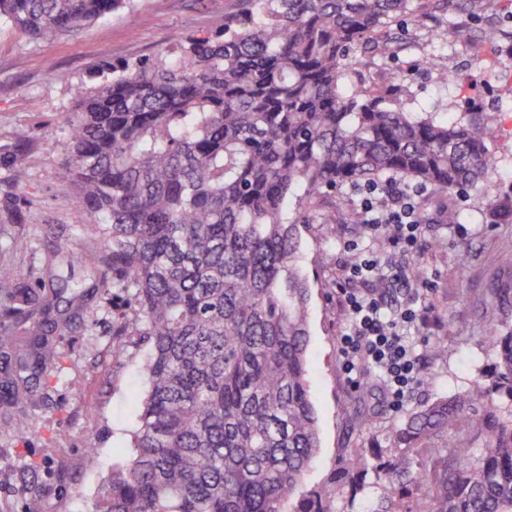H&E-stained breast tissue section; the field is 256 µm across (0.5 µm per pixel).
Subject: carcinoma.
I'll list each match as a JSON object with an SVG mask.
<instances>
[{"instance_id": "carcinoma-1", "label": "carcinoma", "mask_w": 512, "mask_h": 512, "mask_svg": "<svg viewBox=\"0 0 512 512\" xmlns=\"http://www.w3.org/2000/svg\"><path fill=\"white\" fill-rule=\"evenodd\" d=\"M127 0H0V19L45 41L80 31ZM489 0H239L224 27L176 38L170 60L107 66L77 91L67 174L97 245L72 257L95 287L125 296L112 335L150 345L130 451L112 463L93 512H338L336 493L302 490L320 438L309 389V278L301 226L325 207L365 223L345 189L387 182L433 191L457 224V195L478 188L489 216L512 222V193L487 182L497 112H414L410 82L355 79L358 50L394 54L391 26ZM482 54L467 24L439 33ZM52 295L0 265V401L25 430L28 390L10 373L52 362L65 302L87 298L48 273ZM489 382L439 397L393 428L368 469L421 485L413 512H512V332L489 333ZM427 467L412 470L410 457Z\"/></svg>"}]
</instances>
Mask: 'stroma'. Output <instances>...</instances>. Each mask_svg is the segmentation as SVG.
I'll return each mask as SVG.
<instances>
[{"mask_svg": "<svg viewBox=\"0 0 512 512\" xmlns=\"http://www.w3.org/2000/svg\"><path fill=\"white\" fill-rule=\"evenodd\" d=\"M237 0H132L72 36L52 43L34 40L0 21V264L15 268L32 287L46 280V266L83 286L93 280L71 271L73 253L92 239L78 192L64 166L66 120L77 107V90L92 84L101 66L169 56L176 36L218 30ZM497 24H476L486 42L475 58L466 45L440 40L437 29L471 23L464 12L423 23H399L400 49L392 58L362 67L363 81L379 83L390 74L410 71L416 106L439 112L496 110L501 120L489 147L500 159L489 178L496 191L512 192V0H492ZM454 81L441 86L436 68ZM28 127L30 141L16 145L14 131ZM461 224L423 220L416 247L396 256L402 266L421 264L429 289L420 284L387 293L391 308L417 302L427 316L412 329L419 340L421 367L428 372L403 408L391 410L379 375L366 370L358 388L345 381L338 338L347 323L337 288L357 252L347 242L382 253V234L368 226L337 224L332 238L321 227H303L302 254L310 278L309 380L320 434L316 461L306 473V488L336 489L344 512H366L389 497L391 488L368 474L366 489L350 496L336 486L348 459L387 448L393 426L422 405L463 391L494 372L498 351L487 334L512 331V300L492 299L489 290L501 276L491 256L512 250V223L496 224L483 212L482 195L472 191L460 203ZM26 239V250L12 247ZM441 239L442 249L429 247ZM125 307L123 298L94 294L82 310L60 322L52 334L56 360L35 376L34 399L25 410L27 427L15 435L0 429V512H23L31 496L42 512H92L98 484L127 448L134 427V399L144 378L139 363L147 348L124 347L112 333V318ZM444 343L436 360L432 346Z\"/></svg>", "mask_w": 512, "mask_h": 512, "instance_id": "35a3bbf8", "label": "stroma"}]
</instances>
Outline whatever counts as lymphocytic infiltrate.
Segmentation results:
<instances>
[{"instance_id":"lymphocytic-infiltrate-1","label":"lymphocytic infiltrate","mask_w":512,"mask_h":512,"mask_svg":"<svg viewBox=\"0 0 512 512\" xmlns=\"http://www.w3.org/2000/svg\"><path fill=\"white\" fill-rule=\"evenodd\" d=\"M382 192L379 186L357 190L369 228L385 231L387 252L412 250L420 230L416 190L404 187L393 191L392 204L387 208L378 205ZM341 294L348 312V326L339 339V353L348 382L351 387H358L363 368H374L383 378L392 407L401 409L419 383L418 358L401 329L422 321L421 311L409 305L395 313L387 312L378 295L352 287L342 289Z\"/></svg>"}]
</instances>
